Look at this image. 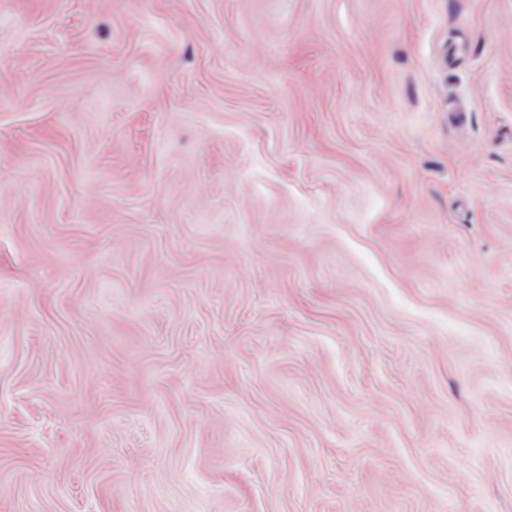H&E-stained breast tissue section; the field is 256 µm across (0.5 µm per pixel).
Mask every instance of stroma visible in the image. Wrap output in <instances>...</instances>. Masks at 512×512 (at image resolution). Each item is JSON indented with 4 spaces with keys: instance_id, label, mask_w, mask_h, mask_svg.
<instances>
[{
    "instance_id": "35a3bbf8",
    "label": "stroma",
    "mask_w": 512,
    "mask_h": 512,
    "mask_svg": "<svg viewBox=\"0 0 512 512\" xmlns=\"http://www.w3.org/2000/svg\"><path fill=\"white\" fill-rule=\"evenodd\" d=\"M0 512H512V0H0Z\"/></svg>"
}]
</instances>
